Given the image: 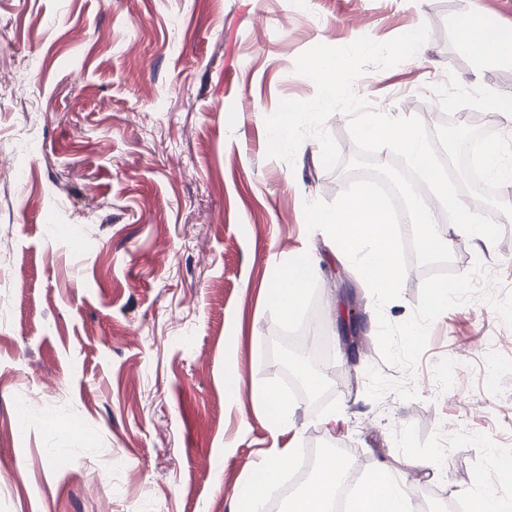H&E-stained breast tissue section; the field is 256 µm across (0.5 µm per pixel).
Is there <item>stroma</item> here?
I'll use <instances>...</instances> for the list:
<instances>
[{
    "instance_id": "stroma-1",
    "label": "stroma",
    "mask_w": 512,
    "mask_h": 512,
    "mask_svg": "<svg viewBox=\"0 0 512 512\" xmlns=\"http://www.w3.org/2000/svg\"><path fill=\"white\" fill-rule=\"evenodd\" d=\"M471 14L512 34V0H0V166L24 173L0 178V512H232L290 444L299 459L338 451L358 485L389 463L421 512H474L479 483L512 500V327L474 299L434 321L413 369L387 363L377 317L411 316L424 269L409 264L376 310L304 217L353 173L325 170L312 136L293 161L267 155L279 101L316 94L300 54L423 24L419 53L368 68L356 93L430 130L490 114L512 136V67L458 49ZM493 218L503 232L488 250L451 223L439 234L452 270L482 265L479 288L500 297L512 219ZM302 256L314 271L290 319L273 295ZM298 329L327 359L319 388L294 392L272 341ZM255 384L294 404L293 430L273 428Z\"/></svg>"
}]
</instances>
